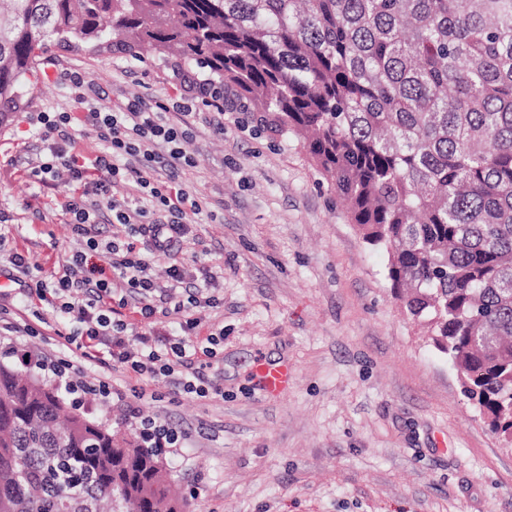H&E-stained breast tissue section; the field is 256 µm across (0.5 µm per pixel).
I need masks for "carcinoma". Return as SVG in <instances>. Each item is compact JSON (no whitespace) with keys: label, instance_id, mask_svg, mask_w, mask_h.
I'll list each match as a JSON object with an SVG mask.
<instances>
[{"label":"carcinoma","instance_id":"obj_1","mask_svg":"<svg viewBox=\"0 0 512 512\" xmlns=\"http://www.w3.org/2000/svg\"><path fill=\"white\" fill-rule=\"evenodd\" d=\"M54 45L207 69L295 133L512 445V0H0V126ZM159 455L0 362V512H184Z\"/></svg>","mask_w":512,"mask_h":512}]
</instances>
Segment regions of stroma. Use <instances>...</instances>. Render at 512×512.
I'll use <instances>...</instances> for the list:
<instances>
[{
  "mask_svg": "<svg viewBox=\"0 0 512 512\" xmlns=\"http://www.w3.org/2000/svg\"><path fill=\"white\" fill-rule=\"evenodd\" d=\"M177 60L96 54L55 46L33 83L30 107L0 127V317L34 335H0V361L29 350L30 370L50 376L74 356L60 334L71 318L18 292L19 252L44 272L59 269L79 237L61 209L67 172L43 191L26 176L47 144L44 112L75 106L57 72L74 68L106 102L153 96L187 99ZM208 109L192 121L184 149L193 167L179 178L203 205L174 251L152 255L166 282L213 274L200 336L223 332L209 379L219 395L199 401L171 380L140 388L122 367L84 363V378H107L109 399L85 404L92 417L169 422L183 435L163 455L186 512H512V447L461 392L457 371L404 313L387 277L386 253L366 244L301 140L233 112L215 134ZM289 364L295 379L266 395L256 357Z\"/></svg>",
  "mask_w": 512,
  "mask_h": 512,
  "instance_id": "1",
  "label": "stroma"
}]
</instances>
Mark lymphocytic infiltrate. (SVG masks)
<instances>
[{
    "label": "lymphocytic infiltrate",
    "instance_id": "1",
    "mask_svg": "<svg viewBox=\"0 0 512 512\" xmlns=\"http://www.w3.org/2000/svg\"><path fill=\"white\" fill-rule=\"evenodd\" d=\"M168 111L164 103L135 96L80 117L70 112L43 115L50 158L31 166L29 175L48 187L59 170L67 171L73 189L63 210L85 248L49 280H37L24 293L78 322V329L65 337L76 358L90 362L108 356L146 380L173 377L183 393L204 400L214 387L196 368L195 356L201 350L188 338L199 325L201 295H189L177 304L185 315L182 333L160 349L152 330L121 317L125 303L117 298L121 291L138 295L143 301L139 315L147 319L155 314L151 300L158 288L150 256L171 251L201 212L190 193L174 183L179 170L193 164L182 148L186 132L178 124L189 109L180 107L175 121ZM79 126L104 142L103 152L89 157L78 149L74 131ZM125 185L129 193L116 197V187ZM105 210L122 228L107 243L96 235Z\"/></svg>",
    "mask_w": 512,
    "mask_h": 512
}]
</instances>
